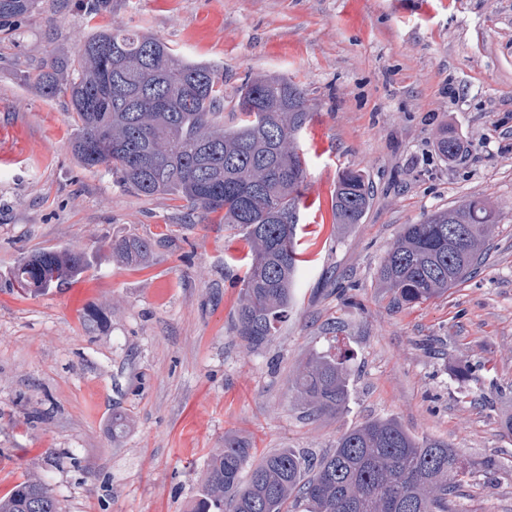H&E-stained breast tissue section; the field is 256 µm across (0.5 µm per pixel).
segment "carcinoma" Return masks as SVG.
<instances>
[{"mask_svg": "<svg viewBox=\"0 0 512 512\" xmlns=\"http://www.w3.org/2000/svg\"><path fill=\"white\" fill-rule=\"evenodd\" d=\"M88 15L112 0H77ZM41 9V0H0V29ZM43 96L69 98L71 147L86 169L102 168L139 194H167L216 215L246 235L249 268L235 311L237 336L252 348L268 342L288 316L299 266L296 228L307 176L297 140L311 120L306 90L284 77L241 85L237 121L224 126V77L178 56L162 40L121 26L94 27L77 55L23 75ZM372 192L361 170L338 174V224H360ZM494 225L493 204L468 198L405 224L379 268L400 303L436 298L475 274ZM131 265L152 254L150 241L102 245ZM91 264L83 249L34 253L14 279L28 292L63 286ZM295 392L311 414H338L348 401L346 369L322 353L299 366ZM447 442L416 439L392 419L345 432L336 448L312 459L280 448L254 459L248 444L224 436L209 457L190 512H450L448 497L470 478ZM0 512H59L44 479L31 473L0 497Z\"/></svg>", "mask_w": 512, "mask_h": 512, "instance_id": "1", "label": "carcinoma"}]
</instances>
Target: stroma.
I'll use <instances>...</instances> for the list:
<instances>
[{"label":"stroma","mask_w":512,"mask_h":512,"mask_svg":"<svg viewBox=\"0 0 512 512\" xmlns=\"http://www.w3.org/2000/svg\"><path fill=\"white\" fill-rule=\"evenodd\" d=\"M166 42L224 76V107L261 74L303 84L313 117L288 317L265 345L237 336L249 246L239 231L166 194L129 190L71 151L69 100L23 74L71 57L93 25ZM468 142L461 159L441 134ZM374 188L362 223L336 224L342 168ZM469 196L496 222L477 274L408 306L377 271L403 225ZM153 244L134 267L102 250ZM81 247L93 265L67 287L19 290L31 253ZM102 309L100 325L84 313ZM336 346L349 400L307 415L296 370ZM130 420L112 434V412ZM512 0H76L0 33V495L31 472L59 512H187L225 435L257 454L321 456L367 421H397L456 448L472 472L453 512H512Z\"/></svg>","instance_id":"35a3bbf8"}]
</instances>
